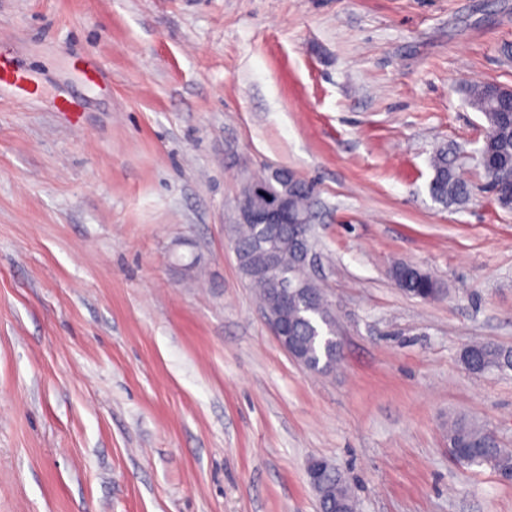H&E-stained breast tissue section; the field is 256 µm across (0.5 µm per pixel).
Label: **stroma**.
Returning <instances> with one entry per match:
<instances>
[{"mask_svg":"<svg viewBox=\"0 0 512 512\" xmlns=\"http://www.w3.org/2000/svg\"><path fill=\"white\" fill-rule=\"evenodd\" d=\"M508 44L512 0H0L34 86L0 85V512H318L317 459L358 512H512V480L448 454L459 414L512 448V370L460 361L512 348V211L466 95L512 88ZM441 146L463 204L429 193ZM271 167L315 187L326 373L231 248ZM391 274L398 287L414 297L427 300L444 294L441 281L416 264L398 262L393 265ZM464 365L473 373L490 369L512 370V349H502L488 344L471 345L461 355Z\"/></svg>","mask_w":512,"mask_h":512,"instance_id":"obj_1","label":"stroma"}]
</instances>
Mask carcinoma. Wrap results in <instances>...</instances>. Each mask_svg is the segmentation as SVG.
<instances>
[{
	"instance_id": "cac0c4a2",
	"label": "carcinoma",
	"mask_w": 512,
	"mask_h": 512,
	"mask_svg": "<svg viewBox=\"0 0 512 512\" xmlns=\"http://www.w3.org/2000/svg\"><path fill=\"white\" fill-rule=\"evenodd\" d=\"M470 104L481 112L488 124L487 134L478 151V161L486 179L485 189L491 192L496 203L504 210H512V92L509 88L487 82L470 85L467 90ZM433 177L430 181L432 198L445 206L460 204L470 195V187L459 175L455 161L448 149H438L431 159ZM265 194L252 198V202L262 204L273 197L286 196L290 199L293 213L311 209L313 186L296 175L272 180L265 176ZM239 249L247 254V263L240 265L244 277L257 293L264 308L275 309L269 294V284L262 279L249 277V266H260L265 261L261 252L251 251L254 230L250 224L234 227ZM282 265L288 268L291 282L308 284L317 288L319 284L308 274L307 268L293 260V243L288 235H283L277 246ZM395 283L405 293L421 299H437L444 294L439 279L420 266L398 262L391 270ZM288 316L295 320L296 335L299 336L310 353L307 370L327 372L336 367L340 356L326 351L323 333L334 331V319L329 308L323 303H312L298 299L288 306ZM464 365L473 373L490 369L512 370V349H502L488 344L471 345L461 355ZM448 445L456 448V454L469 457L468 465H487L512 452L501 446L495 434L465 416L454 418L448 425ZM322 509L327 512L333 504L343 505L344 512H358V502L347 481L336 471L330 472L325 483Z\"/></svg>"
}]
</instances>
